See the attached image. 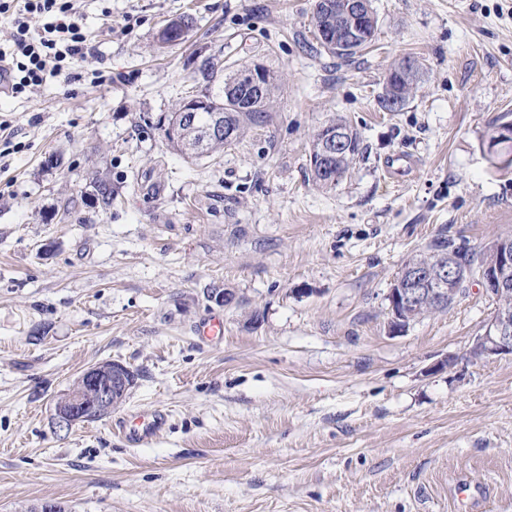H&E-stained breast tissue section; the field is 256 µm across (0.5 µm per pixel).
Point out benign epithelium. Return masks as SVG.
I'll list each match as a JSON object with an SVG mask.
<instances>
[{"mask_svg":"<svg viewBox=\"0 0 512 512\" xmlns=\"http://www.w3.org/2000/svg\"><path fill=\"white\" fill-rule=\"evenodd\" d=\"M373 16L371 0H349V5L336 26H331L320 35L323 44L342 51L360 43L366 38L363 21ZM268 72L258 62L243 69L238 83L244 85L255 97H261L265 89ZM209 105L202 95H188L180 103L182 112L181 126L170 130V135L178 136L188 131L196 132L199 145L224 139V143L232 142V133L224 127V115L215 113L210 124L204 128L197 126V113ZM347 133L342 130L330 131L324 137L321 153L322 171H328L336 160V155L346 150ZM512 248L499 251L491 263H485L476 269L461 271L453 252H448V263L434 269L425 265H415L407 270L406 277L396 281L389 289L387 300L394 322L392 326L399 328V313L407 308L424 306L440 309L456 298L457 289L452 283L461 280L466 283L478 280L491 294L497 308L485 325L482 334L476 337L471 353L475 357H490L512 354ZM131 370L125 365L113 362L109 365L93 366L85 370L67 397L56 405L55 416L59 427L71 429L73 426L88 419L89 406L96 410H110L120 404L130 386Z\"/></svg>","mask_w":512,"mask_h":512,"instance_id":"1","label":"benign epithelium"}]
</instances>
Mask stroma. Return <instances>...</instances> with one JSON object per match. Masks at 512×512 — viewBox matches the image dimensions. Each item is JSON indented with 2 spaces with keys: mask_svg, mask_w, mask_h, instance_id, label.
<instances>
[{
  "mask_svg": "<svg viewBox=\"0 0 512 512\" xmlns=\"http://www.w3.org/2000/svg\"><path fill=\"white\" fill-rule=\"evenodd\" d=\"M76 5L86 54L0 94V512H512V356L469 355L495 301L472 282L396 331L386 298L439 233L475 251L512 236V169L482 150L512 122V0H372L350 62L310 51L315 0ZM181 14L186 41L159 46ZM210 55L224 79L263 63L281 92L191 160L157 122L205 89ZM407 56L413 92L382 111ZM337 115L366 153L323 189L307 155ZM215 315L223 335L200 336ZM112 361L136 375L123 402L59 429L56 403ZM156 410L140 446L113 430Z\"/></svg>",
  "mask_w": 512,
  "mask_h": 512,
  "instance_id": "1",
  "label": "stroma"
}]
</instances>
